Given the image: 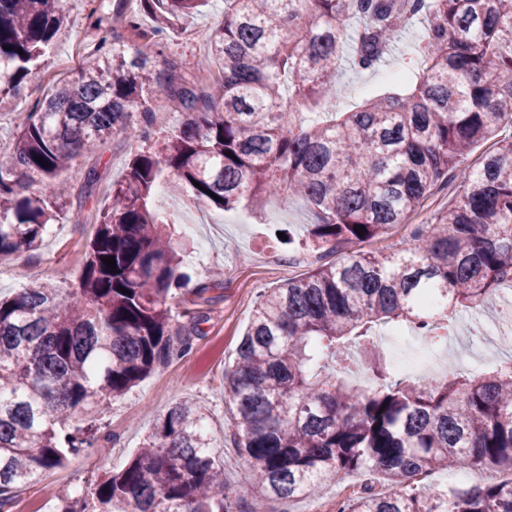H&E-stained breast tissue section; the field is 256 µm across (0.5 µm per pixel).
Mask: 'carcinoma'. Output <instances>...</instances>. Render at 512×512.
<instances>
[{"instance_id":"1","label":"carcinoma","mask_w":512,"mask_h":512,"mask_svg":"<svg viewBox=\"0 0 512 512\" xmlns=\"http://www.w3.org/2000/svg\"><path fill=\"white\" fill-rule=\"evenodd\" d=\"M204 3L125 0L123 17L138 31L160 5L188 15ZM69 12L66 0H0V110L14 109ZM415 17L423 36L412 85L322 120L342 42L369 67ZM88 18L96 49L27 113L0 159V258L37 254L73 161L115 130L152 138L135 113L172 102L180 119L158 153L130 154L77 287L62 296L41 283L0 299V512L21 487L98 447L97 416L201 333L200 309L180 312L191 331L172 325L188 276L176 220L154 205L162 182L221 210L304 198L316 248L331 251L384 234L434 189L455 188L448 210L395 251H353L264 292L224 393L236 446L271 501L314 498L372 472L387 491L366 490L340 512H512V486L499 482L405 490L431 471H512V361L427 384L395 378L384 360L372 388L338 376L350 346L374 345L373 326L413 325L440 346L462 326L456 309L477 308L512 277V135L500 137L512 128V0H224L209 37L222 76L205 88L157 69L138 47L106 48L111 17L93 8ZM491 139L480 165L465 166ZM208 419L192 400L175 403L124 469L60 497L56 512H234L253 488L225 484Z\"/></svg>"}]
</instances>
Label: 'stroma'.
Segmentation results:
<instances>
[{
  "mask_svg": "<svg viewBox=\"0 0 512 512\" xmlns=\"http://www.w3.org/2000/svg\"><path fill=\"white\" fill-rule=\"evenodd\" d=\"M90 10L89 0L71 7L66 31L41 69L24 84L15 110L0 112V155L10 152L18 124L36 108L47 89L70 77L81 66L84 55L93 52L98 36L88 20ZM223 12L224 0H207L189 16L159 14L148 19L147 28L158 29L165 45L162 54L154 58L158 67L173 69L179 76L188 75L193 68L218 73L219 66L210 54L209 35ZM421 38V26L408 25L375 67L344 65L336 77L338 110L355 111L375 95L402 91V84L392 82L391 77L398 72H413ZM134 150L125 133H114L95 153L99 181L90 189L84 182L86 165L76 160L66 174L72 195L38 254L0 259V272L5 275L0 282L1 296H11L35 280L62 289L75 287L83 249ZM451 200L448 192L435 193L404 223L379 238L360 243V250L376 254L394 251L409 239L415 225L447 209ZM155 205L176 216L179 240L191 245L187 258L190 281L181 291V300L192 302L194 288L209 285L211 271L223 273L219 286L212 288L214 301L207 321L201 325L203 333L193 337L188 351L174 356L113 402L100 421L101 432L111 436V443L26 486L17 494L10 512H53L59 495L80 493L104 472L121 469L142 446L155 419L186 397L195 399L209 414L210 431L219 444L214 454L224 466L225 482L241 486L252 481L249 463L231 438L233 424L229 399L224 394V370L235 356L259 295L312 270L316 255L307 244V228L314 221L312 211L303 198L285 203L272 196L259 206L226 212L223 223L206 224L202 221L207 212L204 206L188 205L172 195L157 197Z\"/></svg>",
  "mask_w": 512,
  "mask_h": 512,
  "instance_id": "1",
  "label": "stroma"
}]
</instances>
